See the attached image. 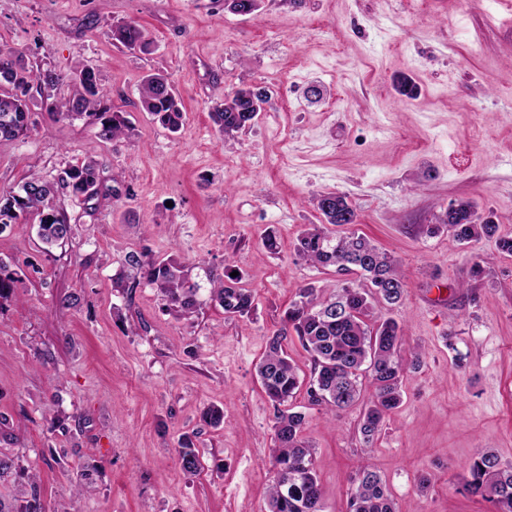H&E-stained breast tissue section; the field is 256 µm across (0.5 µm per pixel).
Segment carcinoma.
I'll use <instances>...</instances> for the list:
<instances>
[{"label": "carcinoma", "instance_id": "cac0c4a2", "mask_svg": "<svg viewBox=\"0 0 512 512\" xmlns=\"http://www.w3.org/2000/svg\"><path fill=\"white\" fill-rule=\"evenodd\" d=\"M112 40L122 46L146 51L150 41L132 23L112 27ZM9 76L10 89L0 92V141L16 140L28 134L33 122L29 92L35 86L45 99L61 81L51 70L34 69L18 50L0 46V77ZM76 86L72 99L51 103L49 116L56 120H86L96 125L99 139L110 142L125 133L126 119L119 112L97 109L105 93L97 73L90 67L74 72ZM142 110L154 117L164 128L177 132L183 120L179 98L169 78L163 73L147 75L140 90ZM264 96L249 87H241L224 96V103L213 112L219 130L231 136L256 118ZM100 166L92 160L72 165L55 182L33 174L17 189L0 193V232L24 216L39 217L38 236L49 248L67 241L71 224L53 205L58 192L65 190L75 197H92L100 184ZM317 207L327 223L336 224V213H345L346 224L357 223L355 209L346 198L326 193L317 200ZM445 227L459 241L470 244L483 238L497 237L498 249L512 255V235L498 234L499 225L492 219L478 216L473 205L464 200L446 209L434 232ZM298 257L313 267L336 269L341 275H356L360 283L347 281L324 299L315 289L306 287L299 301L288 308L283 324L269 338L266 352L257 366V374L274 413V479L270 487V512H323L322 494L313 467V449L301 437L305 415L294 410L290 401L300 390H306L313 405L322 406L335 417L355 405L363 383H368L372 396L364 412L360 432L369 444L381 429L386 412L396 408L402 397L406 373L398 357L403 328L393 318H384L369 325L365 318L373 310V301L380 299L387 307L400 304L406 293V279L386 253L367 238L351 232L336 236L327 227L312 224L298 236ZM137 270L134 277H120L117 288H135L140 280L156 288L166 309L175 317H186L196 311L198 285L190 273L173 260L129 259ZM16 279L0 263V299L14 295ZM239 278L224 272V279L212 282V299L219 302L229 317L244 316L252 310V294L238 286ZM295 334L312 357L309 380L301 379L288 359L284 342ZM179 459L182 469L191 475L200 468L199 456L188 440L181 442ZM464 489L495 506V512H512V466H502L492 451L482 453L468 467ZM349 512H395L394 503L381 475L369 466L358 472L354 492L348 502Z\"/></svg>", "mask_w": 512, "mask_h": 512}]
</instances>
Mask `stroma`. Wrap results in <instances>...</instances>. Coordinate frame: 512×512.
I'll return each mask as SVG.
<instances>
[{"mask_svg": "<svg viewBox=\"0 0 512 512\" xmlns=\"http://www.w3.org/2000/svg\"><path fill=\"white\" fill-rule=\"evenodd\" d=\"M123 22L149 51L113 41ZM1 44L61 74L59 100L76 69L94 68L128 129L101 141L95 125L51 120L36 95L35 129L0 141L2 191L87 158L102 176L91 199L55 198L74 228L65 244L45 251L32 221L0 232L18 277L16 298L0 301V455L15 462L0 512H14L31 474L41 502L66 512H269L273 408L257 365L300 288L345 281L295 251L323 223L315 199L327 192L347 195L356 230L406 276L401 304L373 314L402 325L400 356L421 365L369 445L358 428L370 390L337 418L297 393L325 512H347L364 464L397 512H494L463 483L483 451L512 465V255L427 228L467 200L512 233V0H260L250 15L224 0H0ZM158 70L182 102L175 133L140 107ZM402 75L414 98L396 91ZM244 84L267 101L224 135L211 114ZM132 254L176 259L201 280L232 266L254 308L226 317L204 287L196 312L175 318L152 286L115 287ZM212 405L223 428L202 418ZM186 437L193 476L178 456Z\"/></svg>", "mask_w": 512, "mask_h": 512, "instance_id": "1", "label": "stroma"}]
</instances>
